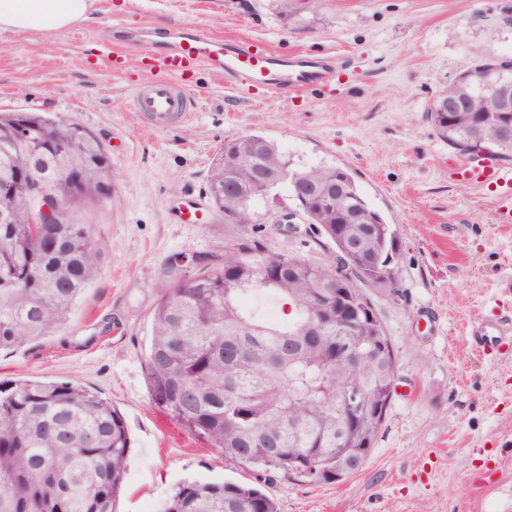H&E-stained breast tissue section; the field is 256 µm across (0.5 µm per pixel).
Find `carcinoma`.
I'll list each match as a JSON object with an SVG mask.
<instances>
[{"mask_svg": "<svg viewBox=\"0 0 512 512\" xmlns=\"http://www.w3.org/2000/svg\"><path fill=\"white\" fill-rule=\"evenodd\" d=\"M487 56L434 97L428 118L452 149L483 139L499 161L512 162V121L504 125L494 92L512 69ZM455 100L459 111H443ZM101 141L72 120L42 112L0 114V349L46 336L62 325L78 298L101 275L104 244L75 216L112 184ZM80 180L76 205L61 224H29L30 208L12 180L33 171L51 180L61 170ZM288 171L289 193L311 241L328 251L314 262L293 251L272 253L259 235L224 246L221 261L197 254L184 280L176 261L162 268L146 357L149 397L188 432L252 466L257 484H179L163 512H278L260 483L282 474L333 484L361 470L390 404L396 360L382 319L364 288H389L388 261L398 252L391 225L371 206L344 167H294L271 140L256 134L224 143L215 155L208 196L226 224L252 223L251 205L266 197L265 171ZM356 239L360 253H347ZM350 277L332 297L324 281L336 261ZM272 294L293 307L285 320H263L247 299ZM351 304L357 316L334 315ZM333 312L322 335L306 326ZM364 352L336 360V339ZM359 386L365 411L346 413L344 392ZM130 439L122 412L80 384L0 382V512H114L125 483ZM320 467L312 480L302 465Z\"/></svg>", "mask_w": 512, "mask_h": 512, "instance_id": "1", "label": "carcinoma"}]
</instances>
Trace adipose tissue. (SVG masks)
Segmentation results:
<instances>
[{
  "instance_id": "ef3b65f1",
  "label": "adipose tissue",
  "mask_w": 512,
  "mask_h": 512,
  "mask_svg": "<svg viewBox=\"0 0 512 512\" xmlns=\"http://www.w3.org/2000/svg\"><path fill=\"white\" fill-rule=\"evenodd\" d=\"M96 0H0V32L55 34L91 19Z\"/></svg>"
}]
</instances>
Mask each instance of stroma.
I'll use <instances>...</instances> for the list:
<instances>
[{"instance_id":"obj_1","label":"stroma","mask_w":512,"mask_h":512,"mask_svg":"<svg viewBox=\"0 0 512 512\" xmlns=\"http://www.w3.org/2000/svg\"><path fill=\"white\" fill-rule=\"evenodd\" d=\"M183 28L251 39L277 53L330 51L343 76L286 103L225 88L208 70L184 88L191 120L155 128L133 107L142 51L100 62L120 31ZM512 58V0H97L54 36L0 33V111L50 112L105 144L112 196L90 206L107 252L68 321L0 349V381H77L125 416L131 448L115 512H150L182 481L253 482L149 399L145 346L161 265L223 251L292 207L287 186L225 223L206 196L213 159L246 134L296 165L347 168L399 238L396 286L372 293L396 357V386L363 468L332 485H265L279 512H512V345L478 351L469 325L512 314V190L450 173L461 158L436 134L430 101L476 57Z\"/></svg>"}]
</instances>
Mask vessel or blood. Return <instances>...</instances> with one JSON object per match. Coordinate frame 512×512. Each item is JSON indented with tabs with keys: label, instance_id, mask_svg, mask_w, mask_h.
Wrapping results in <instances>:
<instances>
[{
	"label": "vessel or blood",
	"instance_id": "1",
	"mask_svg": "<svg viewBox=\"0 0 512 512\" xmlns=\"http://www.w3.org/2000/svg\"><path fill=\"white\" fill-rule=\"evenodd\" d=\"M145 57L161 77L136 91L134 106L159 128L173 118L191 117L192 106L182 85L198 69L210 70L233 89L259 90L292 101L308 90L333 85L338 63L337 56L330 52L283 55L252 40L221 39L196 31L166 41L160 50H146ZM455 171L475 185L501 182L512 186V170L490 161L462 162ZM470 336L483 350L501 346L505 338L512 337V317L481 319L472 326Z\"/></svg>",
	"mask_w": 512,
	"mask_h": 512
}]
</instances>
